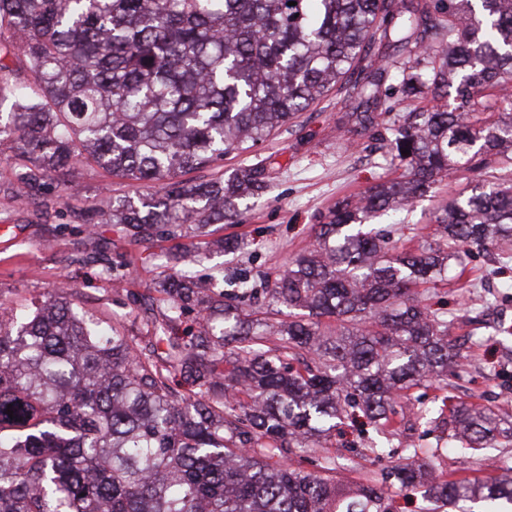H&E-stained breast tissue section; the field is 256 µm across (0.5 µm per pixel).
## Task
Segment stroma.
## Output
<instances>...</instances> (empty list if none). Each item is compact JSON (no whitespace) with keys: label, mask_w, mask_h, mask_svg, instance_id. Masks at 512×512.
<instances>
[{"label":"stroma","mask_w":512,"mask_h":512,"mask_svg":"<svg viewBox=\"0 0 512 512\" xmlns=\"http://www.w3.org/2000/svg\"><path fill=\"white\" fill-rule=\"evenodd\" d=\"M347 106L329 94L299 117L275 131L254 148L225 156L218 169L232 173L257 163L266 165L269 187L249 199L238 222L215 224L183 238H161L151 244L133 242L116 224H99L85 231L79 211L97 204L106 194L139 193L134 182L104 176L94 166L75 175L81 196L62 194L56 179H49L43 199L14 193L15 150L0 153V304L8 307L44 301L56 289L72 287L79 311L117 324L125 336L146 335L161 320L164 305L155 290L160 270L149 254L178 252L199 277L223 290L224 276L244 270L255 281L275 277L298 253L315 243L314 227L322 223L337 202L365 195L374 185L392 178L396 167L376 136L357 137L347 132ZM451 176L416 201L404 223L392 225L402 245L420 248L435 237V217L459 185ZM225 237L245 241L233 254L206 253L205 241ZM106 255L125 261L121 278L101 272L96 258ZM463 277L450 280L431 294L430 304L447 303L454 314L451 338L463 343L466 357L446 384L414 390L413 397L432 404L444 392L459 400L491 405L512 392V350L504 348L495 327L499 320L512 324V270L503 272L486 252H473ZM481 278L478 288L469 287ZM372 430L356 431L342 425L334 452L341 458V476L358 478L396 464L397 456L375 457L368 450ZM512 450L489 448L479 460L466 462L452 455L426 457L436 474L490 480L496 477Z\"/></svg>","instance_id":"obj_1"}]
</instances>
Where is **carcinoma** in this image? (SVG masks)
Masks as SVG:
<instances>
[{
    "label": "carcinoma",
    "mask_w": 512,
    "mask_h": 512,
    "mask_svg": "<svg viewBox=\"0 0 512 512\" xmlns=\"http://www.w3.org/2000/svg\"><path fill=\"white\" fill-rule=\"evenodd\" d=\"M0 0V142L33 196L93 164L160 190L108 197L84 223L134 241L222 224L266 187V168L192 182L331 91L357 103L353 133L384 124L381 88L453 96L387 127L399 176L342 200L313 249L274 279L244 273L215 292L164 274L152 336L108 333L60 288L40 306L0 305V512H419L482 503L512 512V463L494 482L440 476L405 446L390 473L337 477L327 452L360 411L386 452L411 390L461 365L428 286L462 276L475 250L512 255V0ZM410 154L405 155L401 150ZM454 174L467 187L436 216L438 239L399 248L371 219L407 211ZM198 330L172 334L191 310ZM179 372L191 390L173 386ZM448 452L512 442V414L446 394ZM13 410V415L6 410ZM324 452L315 468L297 457Z\"/></svg>",
    "instance_id": "1"
}]
</instances>
